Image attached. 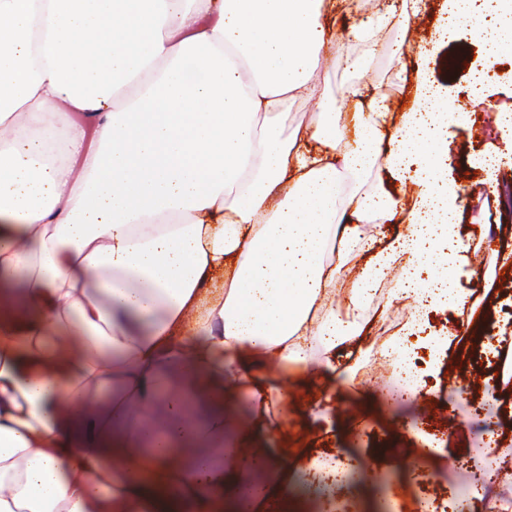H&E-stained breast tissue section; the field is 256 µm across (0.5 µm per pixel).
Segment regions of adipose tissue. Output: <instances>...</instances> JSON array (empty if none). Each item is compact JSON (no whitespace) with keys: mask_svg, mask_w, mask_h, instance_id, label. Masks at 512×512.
Returning <instances> with one entry per match:
<instances>
[{"mask_svg":"<svg viewBox=\"0 0 512 512\" xmlns=\"http://www.w3.org/2000/svg\"><path fill=\"white\" fill-rule=\"evenodd\" d=\"M320 2L0 0V512L252 503L226 381L273 414L288 393L254 362L335 371L397 301L412 316L380 350L396 365L424 313L465 307L459 107L433 78L416 75L395 125L372 98L354 141L281 132L289 104L327 106L322 55L388 24L341 43ZM491 9L448 0L430 41L470 29L486 48L476 85L498 61ZM377 166L416 188L390 241L398 200L336 195Z\"/></svg>","mask_w":512,"mask_h":512,"instance_id":"adipose-tissue-1","label":"adipose tissue"}]
</instances>
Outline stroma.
<instances>
[{
	"label": "stroma",
	"mask_w": 512,
	"mask_h": 512,
	"mask_svg": "<svg viewBox=\"0 0 512 512\" xmlns=\"http://www.w3.org/2000/svg\"><path fill=\"white\" fill-rule=\"evenodd\" d=\"M446 0H426L420 16L404 20L391 11L387 0H357L352 11H345L334 0H325L320 21L336 31L360 19H376L391 12L392 24L381 36V48L375 51L360 75H353L341 57L328 53L320 71V81L330 92L332 111L341 115L339 130L347 139L359 133L357 115L366 111L371 97L384 98L394 113H401L406 96L413 93L418 71H427L436 79L445 96L461 107L469 105V74L481 68L484 46L473 33L461 30L452 34L435 54L423 57L421 45L432 37L431 26L445 15ZM453 68H445V60ZM360 79L362 92L354 96L348 88ZM448 146L453 157L452 178L465 179L471 195L462 215L465 243L475 246L482 234L496 231L504 244H512V211L488 197L479 168L482 154L505 150L506 143L488 121L478 135L453 125L448 129ZM493 260L477 250L461 272V282L480 300V334L499 335L512 331V276L495 277L490 290H483L477 277L480 270H492ZM468 311L432 312L425 319L424 332L462 334V354L468 355L472 369H486L475 337L465 334L463 325ZM384 341L377 323H370L364 336L347 345L336 359L343 383L326 378L321 369L308 367L296 374L294 397L281 407L277 418L261 419L250 411L248 392L230 389L225 400L242 423L258 428V447L290 451L307 460L335 453L349 460L359 479L350 489H340L330 497L315 490L289 501L288 512H387L388 497H395L402 512H462L454 495L481 473L483 457L482 425L494 424L498 431L512 437V388L508 400L496 414L485 410L481 396L468 395L456 407H448V374L426 376L430 395L412 401H390L383 377L388 370L380 357ZM318 405L328 409L330 421L321 425L311 421L309 410Z\"/></svg>",
	"instance_id": "obj_1"
}]
</instances>
